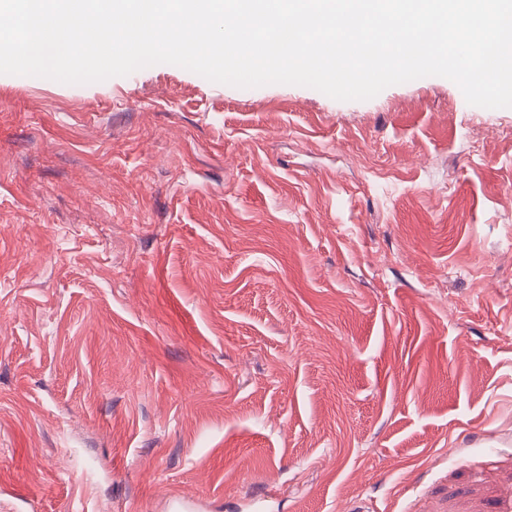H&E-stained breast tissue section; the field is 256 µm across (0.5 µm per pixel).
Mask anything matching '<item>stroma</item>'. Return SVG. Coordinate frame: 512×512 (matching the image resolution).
<instances>
[{
  "label": "stroma",
  "instance_id": "stroma-1",
  "mask_svg": "<svg viewBox=\"0 0 512 512\" xmlns=\"http://www.w3.org/2000/svg\"><path fill=\"white\" fill-rule=\"evenodd\" d=\"M175 498L512 512V108L0 75V512Z\"/></svg>",
  "mask_w": 512,
  "mask_h": 512
}]
</instances>
